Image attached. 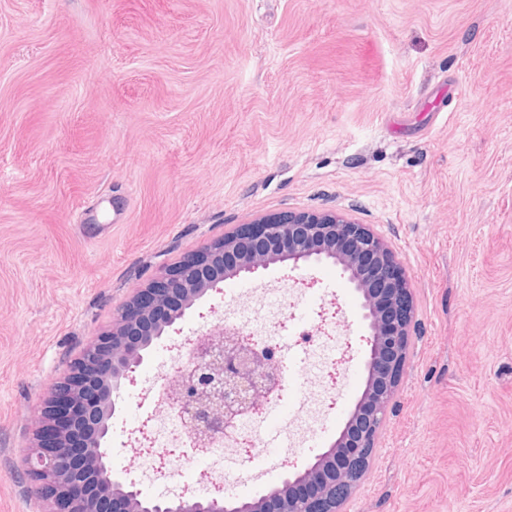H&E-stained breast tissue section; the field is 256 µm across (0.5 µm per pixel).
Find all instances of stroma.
<instances>
[{
  "mask_svg": "<svg viewBox=\"0 0 512 512\" xmlns=\"http://www.w3.org/2000/svg\"><path fill=\"white\" fill-rule=\"evenodd\" d=\"M371 225L409 283L417 331L350 512H512V0H0V512H43L20 462L37 410L135 289L251 215ZM289 306L346 353L336 385L288 343L306 394L268 457L225 446L224 495L310 462L364 383L358 297L331 264L226 280L157 341L112 417V467L159 477L132 431L171 350Z\"/></svg>",
  "mask_w": 512,
  "mask_h": 512,
  "instance_id": "stroma-1",
  "label": "stroma"
}]
</instances>
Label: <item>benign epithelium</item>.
I'll list each match as a JSON object with an SVG mask.
<instances>
[{
  "label": "benign epithelium",
  "instance_id": "1",
  "mask_svg": "<svg viewBox=\"0 0 512 512\" xmlns=\"http://www.w3.org/2000/svg\"><path fill=\"white\" fill-rule=\"evenodd\" d=\"M326 260L361 298L369 344L364 388L344 427L314 462L250 500L222 489L201 498L149 499L112 472L108 434L117 393L144 354L187 310L227 279L274 264ZM410 290L395 255L369 225L331 212L250 218L138 289L43 400L22 461L29 493L46 512H347L375 455L389 409L397 406L409 339ZM190 365L166 381L163 407L179 414L193 447L232 437L237 421L262 415L282 381L278 347L219 325L189 341Z\"/></svg>",
  "mask_w": 512,
  "mask_h": 512
}]
</instances>
